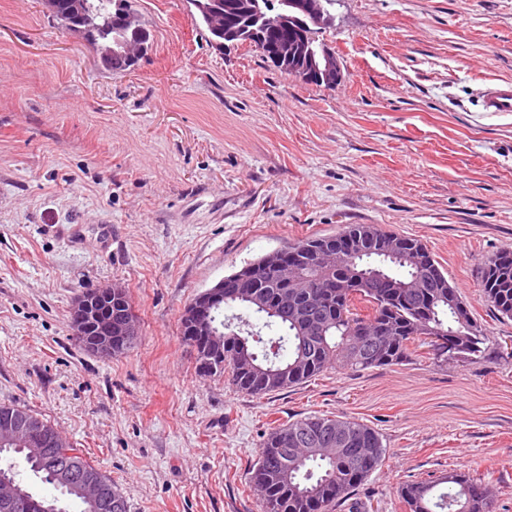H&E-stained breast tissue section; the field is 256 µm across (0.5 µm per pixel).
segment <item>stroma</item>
<instances>
[{
	"label": "stroma",
	"instance_id": "obj_1",
	"mask_svg": "<svg viewBox=\"0 0 512 512\" xmlns=\"http://www.w3.org/2000/svg\"><path fill=\"white\" fill-rule=\"evenodd\" d=\"M151 32L112 73L44 0H0V403L30 408L111 478L129 512H264L248 471L307 415L382 437L385 461L337 512H409L413 480L457 470L512 512V320L480 268L512 250V0H338L322 38L335 87L246 44L220 50L187 0H135ZM346 224L421 240L489 350L335 368L252 396L201 375L181 333L245 262ZM124 287L140 335L103 358L75 342L78 297ZM481 107L492 117L512 116V82L503 81L487 87L482 93Z\"/></svg>",
	"mask_w": 512,
	"mask_h": 512
}]
</instances>
